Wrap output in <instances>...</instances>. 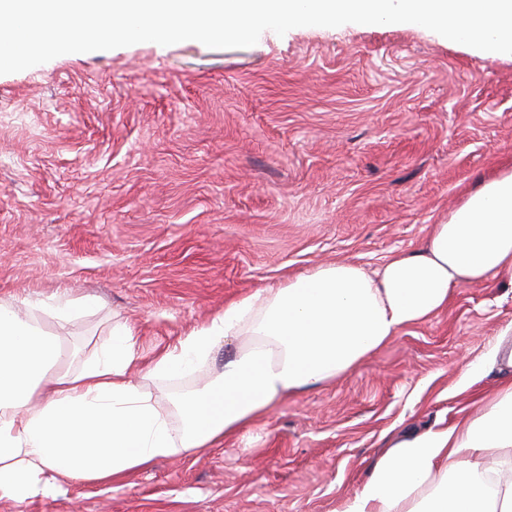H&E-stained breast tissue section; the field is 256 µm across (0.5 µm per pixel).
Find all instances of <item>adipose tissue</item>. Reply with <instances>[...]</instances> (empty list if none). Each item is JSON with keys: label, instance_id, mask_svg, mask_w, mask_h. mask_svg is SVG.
Masks as SVG:
<instances>
[{"label": "adipose tissue", "instance_id": "obj_1", "mask_svg": "<svg viewBox=\"0 0 512 512\" xmlns=\"http://www.w3.org/2000/svg\"><path fill=\"white\" fill-rule=\"evenodd\" d=\"M491 280L512 285V169L479 183L418 250L372 272L338 261L256 290L150 362L130 327H114L111 348L57 377L39 403L34 394L59 342L1 302L0 500L72 481H121L218 445L429 322L454 289ZM231 342L223 372L178 405L180 425L129 376L141 365L146 378L170 377ZM339 512H512V380L475 416L385 449Z\"/></svg>", "mask_w": 512, "mask_h": 512}]
</instances>
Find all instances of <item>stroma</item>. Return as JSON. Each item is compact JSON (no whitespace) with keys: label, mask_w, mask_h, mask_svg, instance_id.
Returning a JSON list of instances; mask_svg holds the SVG:
<instances>
[{"label":"stroma","mask_w":512,"mask_h":512,"mask_svg":"<svg viewBox=\"0 0 512 512\" xmlns=\"http://www.w3.org/2000/svg\"><path fill=\"white\" fill-rule=\"evenodd\" d=\"M512 168V60L391 25L263 32L250 47L138 43L0 75V302L65 295L55 374L132 327L143 360L225 304L335 261L418 249L479 180ZM512 287L456 289L350 374L242 435L109 485L0 500V512H337L381 451L476 414L512 366ZM229 347L159 409L216 377ZM94 301L89 298L56 300L52 305L36 303L31 307L47 313L59 323L69 322L75 316L94 308Z\"/></svg>","instance_id":"35a3bbf8"}]
</instances>
